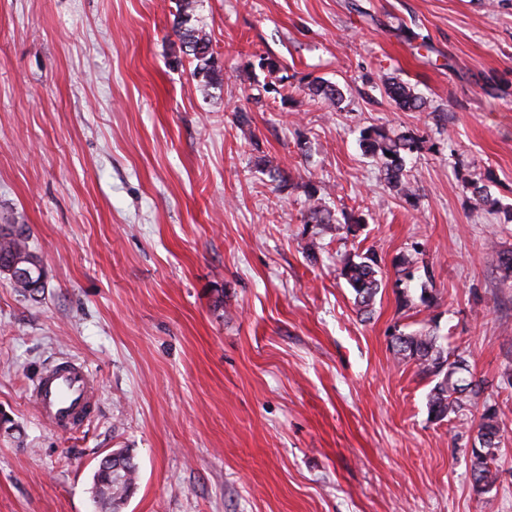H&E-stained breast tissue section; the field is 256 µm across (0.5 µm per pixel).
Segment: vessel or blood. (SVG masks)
<instances>
[{
    "mask_svg": "<svg viewBox=\"0 0 512 512\" xmlns=\"http://www.w3.org/2000/svg\"><path fill=\"white\" fill-rule=\"evenodd\" d=\"M32 392L40 418L55 431L79 429L96 403V383L85 365L65 358L39 373Z\"/></svg>",
    "mask_w": 512,
    "mask_h": 512,
    "instance_id": "b4317fda",
    "label": "vessel or blood"
}]
</instances>
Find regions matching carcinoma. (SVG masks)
Segmentation results:
<instances>
[{
  "mask_svg": "<svg viewBox=\"0 0 512 512\" xmlns=\"http://www.w3.org/2000/svg\"><path fill=\"white\" fill-rule=\"evenodd\" d=\"M197 0H177L174 19V34L178 37L185 53L192 56L195 67L193 74L209 84L217 74V65L210 39L202 29L190 24L196 10ZM259 66L271 77L272 91L288 97V77L278 76L280 66L270 57H259ZM311 97L336 104L343 99L341 88L324 80L315 79L307 84ZM388 97L399 108L419 110L424 101L414 94L410 87L399 81L385 86ZM360 145L364 151L381 161V172L387 185L395 188L406 200L416 197L415 186L406 178V158L418 150L417 141L406 135L392 136L384 129L371 128L361 135ZM309 206L305 223L317 224L322 230L344 229L353 235L360 228L361 220L344 217V223H335L331 211L317 197V189L307 191ZM39 260L31 246L23 224H9L0 229V267L9 260ZM381 265L376 253L367 250L361 254L346 253L340 259V276L346 280L355 295V302L367 310L373 305L383 285L380 278ZM391 349L399 362L413 361L420 373L434 378V385L428 394L429 416L443 421L448 415L459 414L467 409L484 390L480 380L477 390L466 393L457 382V366L467 365V360L454 351H443L437 345L436 337L430 334L400 333L392 339ZM503 429L497 410L484 405L477 424L473 448L470 449L471 477L474 490L479 493L491 491L497 480L495 463L500 452ZM117 458L110 463L112 472L99 467L94 473L95 502L101 512H120L136 485L137 467L124 449L114 451Z\"/></svg>",
  "mask_w": 512,
  "mask_h": 512,
  "instance_id": "carcinoma-1",
  "label": "carcinoma"
}]
</instances>
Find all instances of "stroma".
<instances>
[{"instance_id":"stroma-1","label":"stroma","mask_w":512,"mask_h":512,"mask_svg":"<svg viewBox=\"0 0 512 512\" xmlns=\"http://www.w3.org/2000/svg\"><path fill=\"white\" fill-rule=\"evenodd\" d=\"M175 13L0 0V225H27L47 271L32 297L0 274V512H94V472L119 448L137 466L121 512H512V277L497 267L512 251V0H198L209 84ZM263 56L287 99L264 90ZM317 77L340 105L307 95ZM391 79L424 108L400 109ZM371 127L419 139L416 205L361 150ZM309 183L362 219L356 238L305 223ZM368 249L385 286L365 312L338 268ZM396 330L458 350L489 383L478 404L431 420L433 382L394 358ZM64 358L98 383L66 434L31 393ZM487 403L505 440L479 494ZM259 66L262 70H266L268 73V76L271 77V81H270L269 85L271 86L272 91H274L276 94L281 95V98H284V99L287 98L288 97V87L290 88L291 85L288 86V83H285L288 80L287 76L279 77L276 75L280 71V66H279L278 62L270 57L263 56V57L259 58ZM277 83H278V86H276ZM281 90L285 94H282ZM502 432L497 410L493 405L484 404L470 449L473 488L479 494L490 492L497 480L495 463L501 450ZM483 438L487 439L486 444Z\"/></svg>"}]
</instances>
